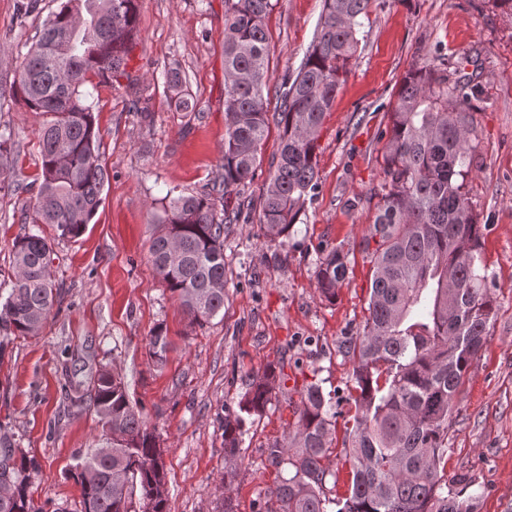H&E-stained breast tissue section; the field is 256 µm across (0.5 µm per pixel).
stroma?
I'll return each mask as SVG.
<instances>
[{"mask_svg":"<svg viewBox=\"0 0 512 512\" xmlns=\"http://www.w3.org/2000/svg\"><path fill=\"white\" fill-rule=\"evenodd\" d=\"M0 0V131L14 142L21 178L0 182V283L13 276L11 250L22 214L37 193V132L45 121L18 86V67L62 0ZM266 24L273 80L296 71L310 45L323 0H273ZM442 56L468 58L478 94L476 138L465 190L483 224L481 262L494 285L496 316L461 388L448 426L446 475L465 474L481 495L479 512H512V10L497 0H373L349 67L317 141L318 184L291 235L264 242L259 203L278 146L270 127L263 163L240 186L246 206L224 241V309L204 327L186 315L149 258L160 200L168 190L207 191L224 166V0H139L129 78L95 85L93 104L108 174L102 203L75 240L53 241L50 273L62 297L38 334L0 332V431L40 472L31 491L48 512L80 498L70 472L81 453L102 445L93 408L75 405L66 386L90 391L99 369L125 384L129 399L164 449L169 512H215L232 496L236 512H267L279 472L266 460L283 440L310 382L336 394L335 481L345 495L351 466L341 443L350 415L352 360L340 350L357 335L373 267L363 250L375 217L368 198L383 180L381 131L406 73ZM186 77L193 106L183 112L164 83L165 69ZM137 107H130L131 98ZM349 252L336 303L321 300L315 268L321 248ZM171 350L163 367L148 355L155 327ZM283 367L265 413L241 445L239 477L224 484V419L253 375Z\"/></svg>","mask_w":512,"mask_h":512,"instance_id":"stroma-1","label":"stroma"}]
</instances>
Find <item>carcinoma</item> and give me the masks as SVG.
Returning a JSON list of instances; mask_svg holds the SVG:
<instances>
[{"label":"carcinoma","instance_id":"obj_1","mask_svg":"<svg viewBox=\"0 0 512 512\" xmlns=\"http://www.w3.org/2000/svg\"><path fill=\"white\" fill-rule=\"evenodd\" d=\"M372 0H323L316 33L298 69L275 87L277 112H268L269 37L265 18L272 0H224V172L206 193L162 201L161 232L150 257L168 291L193 326L224 309V239L241 206L227 204L260 166L270 121L279 143L270 162L259 214L262 237L289 235L318 187L316 144L327 112L345 81ZM138 0H65L43 25L19 71V88L33 112L51 116L38 132L39 191L30 224H48L55 237L79 238L101 203L107 172L86 90L90 78L128 76L129 43L138 32ZM177 68L165 73L178 108L193 109ZM476 85L462 67L439 62L410 70L397 91L389 130L381 133L384 178L371 235L364 242L373 263L367 315L358 335L342 341L353 361L352 426L344 448L351 482L342 497L326 496V464L335 436L333 397L319 382L305 386L295 429L267 448L270 464L285 472L273 491L270 512H477L479 496L466 474H444L448 422L457 396L495 318L493 288L479 266L482 235L465 181L474 125L470 100ZM177 251L180 259L169 261ZM52 244L30 230L12 247L14 277L0 304V330L35 334L60 293L48 271ZM349 270L348 253L324 249L316 263L320 297L336 302ZM171 342L163 327L149 337L152 363L165 365ZM276 366L253 377L224 419V485L237 477L247 420L271 402ZM89 400L102 426L112 431V455L90 448L72 478L78 506L55 512H136L166 475L163 449L134 410L125 385L98 372ZM38 465L16 457L0 434V512H44L31 493Z\"/></svg>","mask_w":512,"mask_h":512}]
</instances>
